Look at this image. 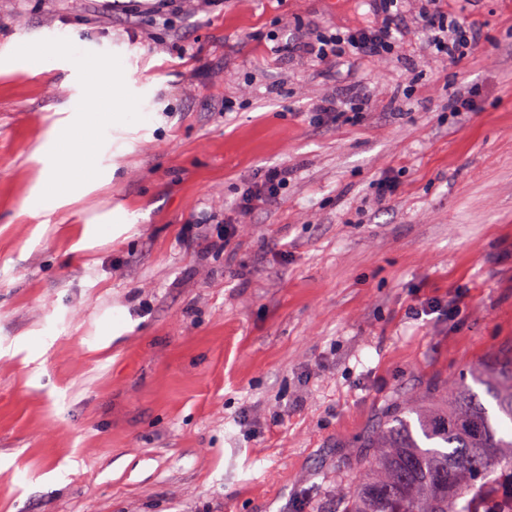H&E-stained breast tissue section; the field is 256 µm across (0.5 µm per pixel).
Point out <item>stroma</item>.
I'll return each mask as SVG.
<instances>
[{"mask_svg": "<svg viewBox=\"0 0 512 512\" xmlns=\"http://www.w3.org/2000/svg\"><path fill=\"white\" fill-rule=\"evenodd\" d=\"M131 12L0 0V512H337L394 397L512 357V0L469 8L465 60L412 35L330 70L288 39L367 0ZM82 56L147 120L105 124L111 176L34 217ZM285 175L286 171L280 167H270L261 171L243 190L237 205L238 212L245 215L260 205L276 202Z\"/></svg>", "mask_w": 512, "mask_h": 512, "instance_id": "stroma-1", "label": "stroma"}]
</instances>
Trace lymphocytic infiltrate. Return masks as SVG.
Masks as SVG:
<instances>
[{"label":"lymphocytic infiltrate","mask_w":512,"mask_h":512,"mask_svg":"<svg viewBox=\"0 0 512 512\" xmlns=\"http://www.w3.org/2000/svg\"><path fill=\"white\" fill-rule=\"evenodd\" d=\"M373 2L379 14L377 21L317 33L309 41L298 44V51L308 55L317 65L329 68L346 58L368 61L393 57L401 49V32L411 24L426 33V47L436 56L464 59L480 47L476 29L449 18L447 0H421V8L412 18L403 13L401 0ZM285 175V170L278 167L261 171L243 190L237 205L239 213L245 215L258 206L275 202Z\"/></svg>","instance_id":"1"}]
</instances>
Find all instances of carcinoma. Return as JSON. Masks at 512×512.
Masks as SVG:
<instances>
[{
	"instance_id": "1",
	"label": "carcinoma",
	"mask_w": 512,
	"mask_h": 512,
	"mask_svg": "<svg viewBox=\"0 0 512 512\" xmlns=\"http://www.w3.org/2000/svg\"><path fill=\"white\" fill-rule=\"evenodd\" d=\"M499 415H490L467 382L394 399L364 438L355 481L336 484L342 512H474L493 497L490 477L512 474V358L483 367Z\"/></svg>"
}]
</instances>
